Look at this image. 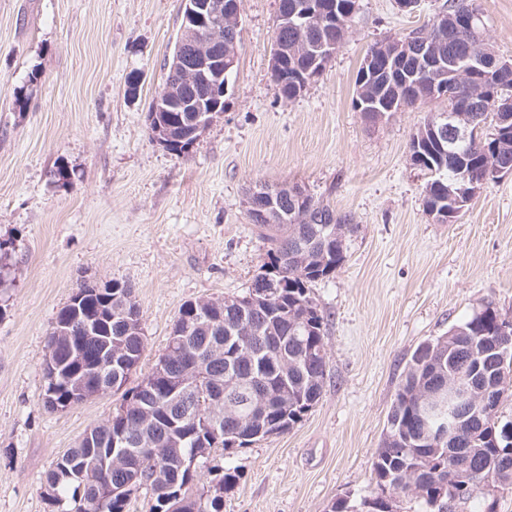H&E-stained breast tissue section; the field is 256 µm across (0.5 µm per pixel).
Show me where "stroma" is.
Listing matches in <instances>:
<instances>
[{
    "mask_svg": "<svg viewBox=\"0 0 512 512\" xmlns=\"http://www.w3.org/2000/svg\"><path fill=\"white\" fill-rule=\"evenodd\" d=\"M446 0L405 12L359 0L351 32L293 100L270 79L278 0H241L224 111L183 154L151 141L147 112L182 27L184 0H0V512H52V463L111 419L121 391L65 411L43 403L47 334L83 280L126 282L142 315L136 385L165 353L181 306L242 293L264 247L243 208L255 183L298 184L351 214L343 266L313 286L325 317L322 395L284 434L216 450L236 469L223 512H330L374 487L372 462L408 360L474 311L512 318V174L453 223L423 208L412 133L447 102L367 124L352 105L375 42L424 25ZM512 60V0H473ZM137 96L127 93L129 76ZM66 165L71 177L57 182Z\"/></svg>",
    "mask_w": 512,
    "mask_h": 512,
    "instance_id": "obj_1",
    "label": "stroma"
}]
</instances>
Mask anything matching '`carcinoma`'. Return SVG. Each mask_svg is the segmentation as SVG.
I'll return each instance as SVG.
<instances>
[{"label": "carcinoma", "instance_id": "1", "mask_svg": "<svg viewBox=\"0 0 512 512\" xmlns=\"http://www.w3.org/2000/svg\"><path fill=\"white\" fill-rule=\"evenodd\" d=\"M326 8L341 17L343 32L326 34L316 28L304 34L280 23L277 39L283 48L301 37L318 43L328 35L341 45L349 34L358 0H329ZM476 8L468 0H449L441 14L448 25L470 17ZM488 41L482 21L475 29L461 27L442 44V53H467L473 59L484 55ZM416 58L411 56L395 74L373 79L378 101H386L388 114L398 100L406 109L428 102L422 79L413 77ZM186 112L147 114L151 139L166 150L186 152L202 130L187 121ZM511 121L502 125L503 138L495 142L484 137L451 149L432 140L429 121L424 118L409 143L412 164L438 171L440 183L425 186L423 205L429 208L448 199V189L457 188L461 175H478L493 163L496 155L508 154L512 161ZM293 223L256 224L258 237L267 244L260 269L270 268L274 283L269 302H253L257 290L248 287L224 300L199 299L179 309L172 333H183L184 349L178 356L163 355L152 372L124 395L140 397L139 404L149 419L137 424L116 413L107 422L86 430L79 444L52 465L47 476V496L57 512H125L132 494L151 491V512H222L224 487L237 474L228 469L208 467L209 458L199 457V469L191 472L188 460L202 444L217 448L244 447L269 436L284 434L298 424L319 400L327 368L326 323L312 295L313 286L332 277L346 258V241L357 230L349 214L308 196L300 202L282 194L276 200ZM139 309L131 288L114 280L112 287L100 288L82 281L69 302L58 312L55 323L69 326L68 336L50 330L47 337L45 377L57 373V384L46 381L45 390L56 386L53 399L60 403L68 393L69 381L86 379L106 383L109 376H121L125 384L139 365L145 350L141 323L129 324L124 309ZM99 320L101 329L125 344L131 353L127 365L112 372L98 369L102 345L82 332L83 319ZM501 314L490 305L474 312L454 326L448 345L439 339L424 342L407 363L388 414L387 433L373 461L376 492L352 499L339 498L331 512H363V505L381 499L385 491L403 494L418 505V512H438L433 507L440 494L457 497L448 512L469 508L482 501V512H495L492 490H512V420L497 416L499 406L512 397V338L498 333ZM499 357L486 374L494 387L492 401L474 403L465 412L462 431L441 444L428 442L426 425L434 409H425L421 397L462 377L477 365H485V353ZM200 369V384L181 396L164 389L160 373L179 376L190 368ZM126 443L112 447L119 434ZM209 479L200 482L201 472ZM453 472L455 486H468L456 494L445 483Z\"/></svg>", "mask_w": 512, "mask_h": 512}]
</instances>
